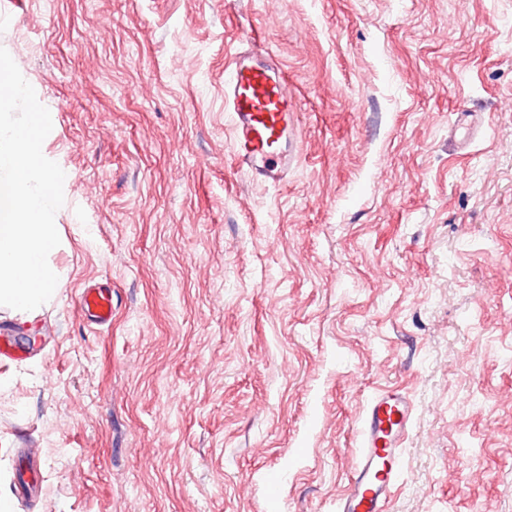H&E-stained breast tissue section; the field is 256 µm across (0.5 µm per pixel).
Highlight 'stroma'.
I'll use <instances>...</instances> for the list:
<instances>
[{
    "label": "stroma",
    "mask_w": 512,
    "mask_h": 512,
    "mask_svg": "<svg viewBox=\"0 0 512 512\" xmlns=\"http://www.w3.org/2000/svg\"><path fill=\"white\" fill-rule=\"evenodd\" d=\"M0 46L68 175L54 298L0 309L13 512H336L386 387L389 512H512V0H0ZM253 46L299 103L275 186L224 110ZM79 304L83 315L93 323L107 325L112 322V291L109 288H84Z\"/></svg>",
    "instance_id": "35a3bbf8"
}]
</instances>
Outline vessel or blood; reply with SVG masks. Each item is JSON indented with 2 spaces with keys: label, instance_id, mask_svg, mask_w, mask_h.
<instances>
[{
  "label": "vessel or blood",
  "instance_id": "obj_1",
  "mask_svg": "<svg viewBox=\"0 0 512 512\" xmlns=\"http://www.w3.org/2000/svg\"><path fill=\"white\" fill-rule=\"evenodd\" d=\"M224 80V109L234 131L239 169L253 180L276 184L298 161V105L288 79L269 51L254 49L231 56ZM83 315L98 325L112 321V292L85 288ZM413 405L398 390L377 393L368 403L359 433L357 462L337 512H387L400 479V457L412 424Z\"/></svg>",
  "mask_w": 512,
  "mask_h": 512
}]
</instances>
